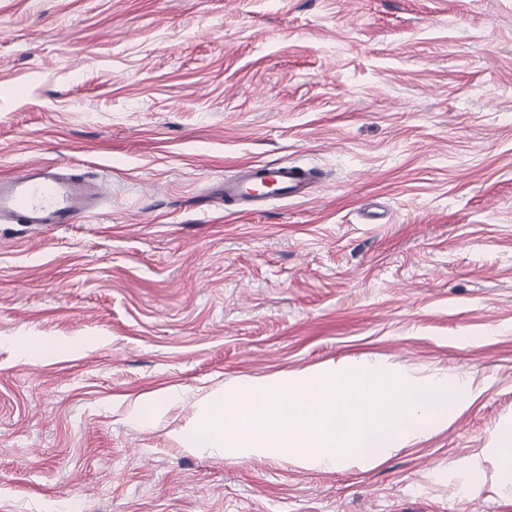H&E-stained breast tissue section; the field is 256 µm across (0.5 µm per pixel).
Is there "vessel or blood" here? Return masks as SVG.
<instances>
[{"mask_svg":"<svg viewBox=\"0 0 512 512\" xmlns=\"http://www.w3.org/2000/svg\"><path fill=\"white\" fill-rule=\"evenodd\" d=\"M314 173L280 163L253 162L236 174L214 182L211 194L242 206L245 212L265 211L271 201L310 195ZM104 194L102 181L91 182L53 163L25 165L0 177V220L19 224H73L95 213Z\"/></svg>","mask_w":512,"mask_h":512,"instance_id":"b4317fda","label":"vessel or blood"}]
</instances>
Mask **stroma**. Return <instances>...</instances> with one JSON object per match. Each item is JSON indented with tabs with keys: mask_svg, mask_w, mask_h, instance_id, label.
I'll return each mask as SVG.
<instances>
[{
	"mask_svg": "<svg viewBox=\"0 0 512 512\" xmlns=\"http://www.w3.org/2000/svg\"><path fill=\"white\" fill-rule=\"evenodd\" d=\"M32 161L110 189L0 222V512H512V0H0V175ZM257 161L319 184L208 196ZM361 355L486 391L367 470L175 439L210 392ZM313 182L311 170L288 163L253 162L241 166L233 177L214 182L210 189L212 196L244 206L240 212L258 213L273 200L309 196ZM266 183L271 187L263 188ZM101 340L98 336H74L65 342L52 337L17 338L13 341L14 352L27 359H43L55 356L62 350H83ZM175 399H177V395L169 391L139 396L134 401L133 414L141 421L151 422L155 418V413L159 405L171 402ZM493 449L501 455V476L512 484V425L501 427L491 435Z\"/></svg>",
	"mask_w": 512,
	"mask_h": 512,
	"instance_id": "1",
	"label": "stroma"
}]
</instances>
